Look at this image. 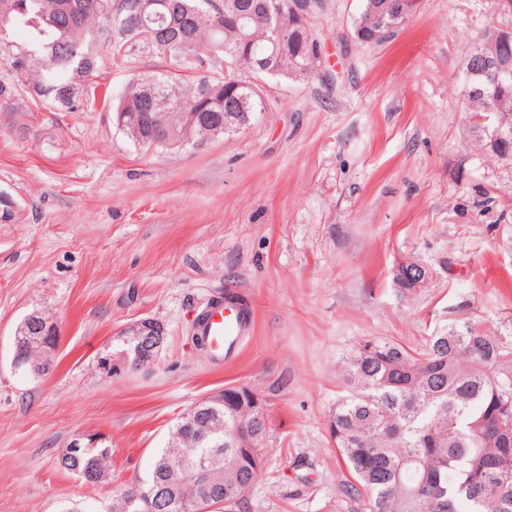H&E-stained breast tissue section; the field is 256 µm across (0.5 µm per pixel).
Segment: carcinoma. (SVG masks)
Returning <instances> with one entry per match:
<instances>
[{"label": "carcinoma", "mask_w": 512, "mask_h": 512, "mask_svg": "<svg viewBox=\"0 0 512 512\" xmlns=\"http://www.w3.org/2000/svg\"><path fill=\"white\" fill-rule=\"evenodd\" d=\"M293 0H0V61L12 77L0 96L33 94L46 106L92 112L91 78L108 63H130L144 53L171 69L135 76L112 104L116 124L136 127L128 138L145 149L197 146V114L226 113L248 123L262 85L239 77H311L310 47L318 44L306 19L295 22ZM405 0H365L360 24L378 19L401 28ZM27 40L18 44L14 31ZM512 63V38L479 45ZM471 114L512 113V82L467 77ZM341 394L329 431L348 474L345 493L362 512H512V328L492 330L470 319L437 323L417 348L366 340L338 367ZM249 388L225 389L219 416L204 429L224 438L219 464L224 483L185 480L172 462L197 455L196 437L175 425L149 485L165 486L179 501L203 498L245 502V486L261 471L265 412L240 411ZM61 466L91 484L106 473L110 449L89 444L62 453ZM126 512H147L145 492L122 486Z\"/></svg>", "instance_id": "cac0c4a2"}]
</instances>
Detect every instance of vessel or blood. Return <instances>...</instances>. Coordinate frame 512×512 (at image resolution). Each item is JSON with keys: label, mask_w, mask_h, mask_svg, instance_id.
Here are the masks:
<instances>
[{"label": "vessel or blood", "mask_w": 512, "mask_h": 512, "mask_svg": "<svg viewBox=\"0 0 512 512\" xmlns=\"http://www.w3.org/2000/svg\"><path fill=\"white\" fill-rule=\"evenodd\" d=\"M253 328L251 310L238 292L214 297L197 315L193 334L204 344V352L214 363L233 360Z\"/></svg>", "instance_id": "1"}]
</instances>
